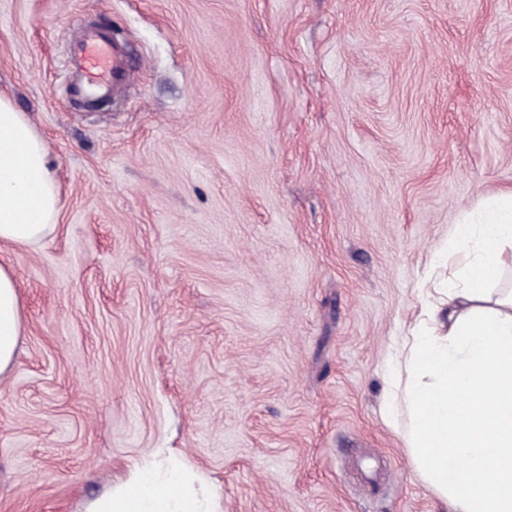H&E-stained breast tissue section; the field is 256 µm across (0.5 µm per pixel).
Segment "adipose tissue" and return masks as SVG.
Wrapping results in <instances>:
<instances>
[{"label": "adipose tissue", "instance_id": "obj_1", "mask_svg": "<svg viewBox=\"0 0 512 512\" xmlns=\"http://www.w3.org/2000/svg\"><path fill=\"white\" fill-rule=\"evenodd\" d=\"M58 185L45 141L0 95V244L32 246L55 228ZM467 245L456 287L422 307L389 361L384 408L403 422L423 480L453 512H512V191L486 199L446 245ZM24 303L0 264V376L12 366ZM83 512H223L172 449L133 468Z\"/></svg>", "mask_w": 512, "mask_h": 512}]
</instances>
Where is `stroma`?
I'll return each mask as SVG.
<instances>
[{"label":"stroma","instance_id":"obj_1","mask_svg":"<svg viewBox=\"0 0 512 512\" xmlns=\"http://www.w3.org/2000/svg\"><path fill=\"white\" fill-rule=\"evenodd\" d=\"M86 26L130 54L68 97ZM56 227L0 249V512H82L160 448L224 512H446L383 410L463 211L512 188V0H0ZM24 303L11 267L0 264V377L14 363Z\"/></svg>","mask_w":512,"mask_h":512}]
</instances>
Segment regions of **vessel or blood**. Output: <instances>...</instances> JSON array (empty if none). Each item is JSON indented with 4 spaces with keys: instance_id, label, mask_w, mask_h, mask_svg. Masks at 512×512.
Segmentation results:
<instances>
[{
    "instance_id": "obj_1",
    "label": "vessel or blood",
    "mask_w": 512,
    "mask_h": 512,
    "mask_svg": "<svg viewBox=\"0 0 512 512\" xmlns=\"http://www.w3.org/2000/svg\"><path fill=\"white\" fill-rule=\"evenodd\" d=\"M70 66L78 74L71 94L84 101L110 96L130 78L125 49L94 29L85 30L73 44Z\"/></svg>"
}]
</instances>
